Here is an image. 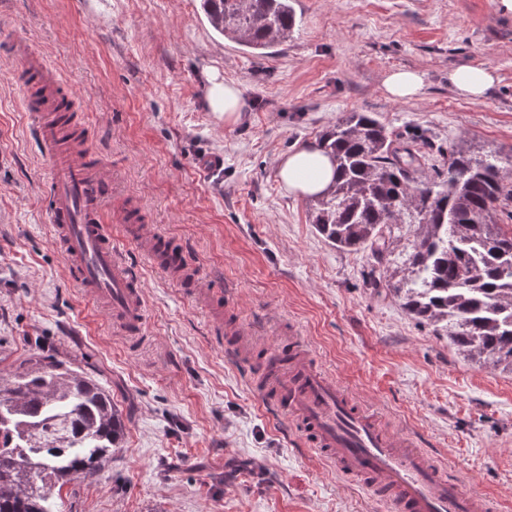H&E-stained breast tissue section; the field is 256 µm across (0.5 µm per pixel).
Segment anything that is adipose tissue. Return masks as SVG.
Listing matches in <instances>:
<instances>
[{
	"mask_svg": "<svg viewBox=\"0 0 512 512\" xmlns=\"http://www.w3.org/2000/svg\"><path fill=\"white\" fill-rule=\"evenodd\" d=\"M207 106L225 123H237L242 109L239 87L224 80L219 72L208 73ZM448 83L462 98L484 96L494 83L490 68L483 65H463L449 72ZM335 165L332 158L318 148L306 145L277 160V176L282 187L298 196L323 193L333 182Z\"/></svg>",
	"mask_w": 512,
	"mask_h": 512,
	"instance_id": "adipose-tissue-1",
	"label": "adipose tissue"
}]
</instances>
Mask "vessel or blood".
Here are the masks:
<instances>
[{"instance_id": "obj_1", "label": "vessel or blood", "mask_w": 512, "mask_h": 512, "mask_svg": "<svg viewBox=\"0 0 512 512\" xmlns=\"http://www.w3.org/2000/svg\"><path fill=\"white\" fill-rule=\"evenodd\" d=\"M12 52L21 59L19 84L30 130L50 173L48 220L63 254L69 281L130 341L146 323L139 279L112 243L106 224L112 174L88 150L76 122L77 102L58 72L26 41ZM128 236L153 251L156 239L129 213ZM273 394L306 446L342 474L362 481L388 512H483L485 505L464 488L410 435H394L355 405L339 384L297 355L287 372L277 373Z\"/></svg>"}]
</instances>
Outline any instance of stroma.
<instances>
[{
	"instance_id": "stroma-1",
	"label": "stroma",
	"mask_w": 512,
	"mask_h": 512,
	"mask_svg": "<svg viewBox=\"0 0 512 512\" xmlns=\"http://www.w3.org/2000/svg\"><path fill=\"white\" fill-rule=\"evenodd\" d=\"M287 43L258 55L224 39L200 0H0V371L52 355L88 369L122 411L109 466L53 492L50 512H387L306 447L261 400L251 359L232 362L209 313L141 257L147 348L130 345L66 278L46 219L45 169L10 44L22 39L68 81L88 144L115 176L109 224L130 202L185 245L203 290L276 346L297 328L318 369L386 425L512 512V373L461 357L438 327L364 283L366 251L336 248L278 156L315 143L350 112L449 145L512 156V16L496 0H292ZM482 64L496 81L459 97L448 73ZM221 71L243 98L225 125L206 104ZM414 69L422 96L390 99L387 74ZM223 159L215 171L200 157Z\"/></svg>"
}]
</instances>
